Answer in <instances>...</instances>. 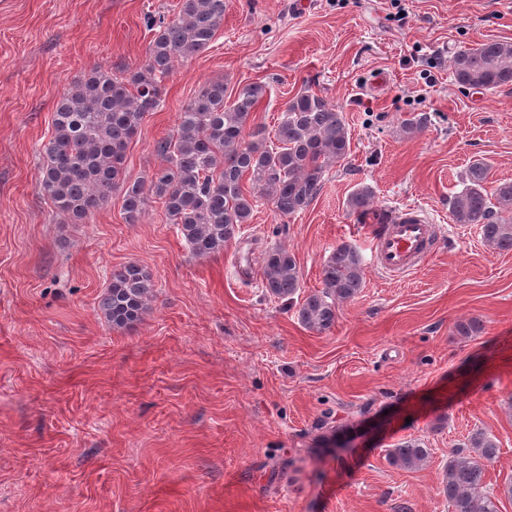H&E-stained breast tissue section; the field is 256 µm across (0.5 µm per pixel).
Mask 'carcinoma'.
<instances>
[{"label":"carcinoma","instance_id":"cac0c4a2","mask_svg":"<svg viewBox=\"0 0 512 512\" xmlns=\"http://www.w3.org/2000/svg\"><path fill=\"white\" fill-rule=\"evenodd\" d=\"M174 18L149 25L153 31L144 59L122 76L103 68L89 70L64 90L53 114L52 133L36 148L41 159L36 180L57 214L74 224L103 207L122 187L126 223L137 224L147 201H162L168 223L198 257L224 251L241 225L251 222L265 200L284 217L307 208L330 170L351 152L343 111L309 88L288 99L275 133L255 122L267 95L262 82L229 93L224 80L207 81L181 112L174 131L156 145L163 164L143 180L125 182L126 151L142 123L162 104L165 77L176 64L208 50L224 21L225 0H179ZM457 85L493 91L512 86V41L492 40L464 47L451 58ZM490 165L476 159L462 188L448 200L457 224L480 226L483 239L501 251L512 250V182L487 190ZM253 188H244L243 180ZM374 194L354 190L350 211L367 214ZM322 289L298 302L297 316L312 331L336 323L339 304L354 299L364 284L363 261L352 246H336L322 271ZM264 287L277 299L300 294V271L288 250L275 247L263 261ZM152 275L129 263L112 270L98 308L116 327L138 321L153 297ZM493 435L477 430L464 448L453 450L442 479L451 512H499L512 500V480L494 490L486 471L498 458ZM428 457L419 438H406L388 452L391 465L412 469Z\"/></svg>","mask_w":512,"mask_h":512}]
</instances>
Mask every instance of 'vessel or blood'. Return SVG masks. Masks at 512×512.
<instances>
[{
  "instance_id": "obj_1",
  "label": "vessel or blood",
  "mask_w": 512,
  "mask_h": 512,
  "mask_svg": "<svg viewBox=\"0 0 512 512\" xmlns=\"http://www.w3.org/2000/svg\"><path fill=\"white\" fill-rule=\"evenodd\" d=\"M440 236L420 210L394 208L384 223L369 227L367 238L373 266L392 276L414 273L428 261Z\"/></svg>"
}]
</instances>
